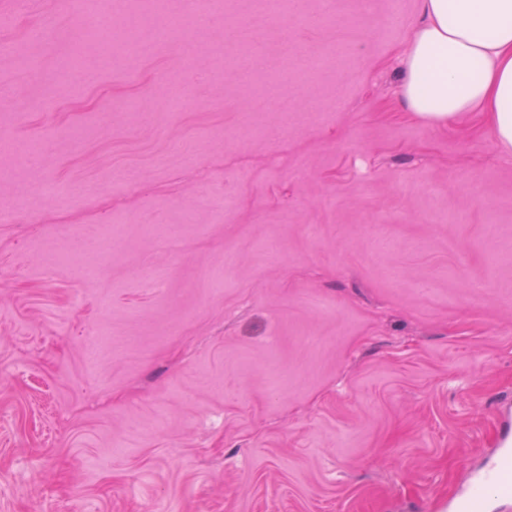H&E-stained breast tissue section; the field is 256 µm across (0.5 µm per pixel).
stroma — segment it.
Instances as JSON below:
<instances>
[{
	"mask_svg": "<svg viewBox=\"0 0 512 512\" xmlns=\"http://www.w3.org/2000/svg\"><path fill=\"white\" fill-rule=\"evenodd\" d=\"M298 10L66 86L83 21L0 0V512H448L497 447L512 159L403 104L422 0Z\"/></svg>",
	"mask_w": 512,
	"mask_h": 512,
	"instance_id": "stroma-1",
	"label": "stroma"
}]
</instances>
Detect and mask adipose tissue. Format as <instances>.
<instances>
[{
    "label": "adipose tissue",
    "mask_w": 512,
    "mask_h": 512,
    "mask_svg": "<svg viewBox=\"0 0 512 512\" xmlns=\"http://www.w3.org/2000/svg\"><path fill=\"white\" fill-rule=\"evenodd\" d=\"M401 98L435 125L481 110L512 148V0H423Z\"/></svg>",
    "instance_id": "obj_1"
}]
</instances>
